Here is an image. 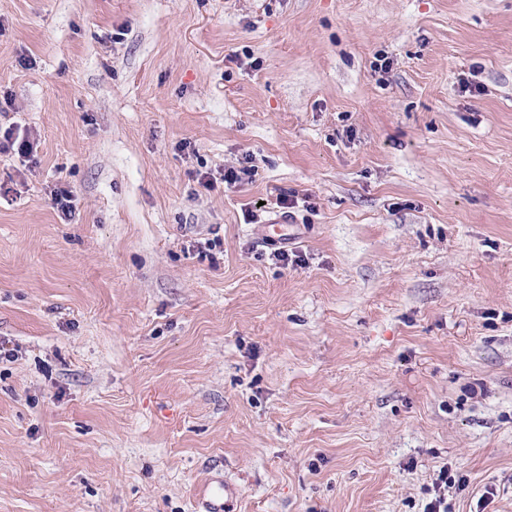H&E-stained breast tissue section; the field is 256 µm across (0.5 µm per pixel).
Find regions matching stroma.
<instances>
[{
	"mask_svg": "<svg viewBox=\"0 0 512 512\" xmlns=\"http://www.w3.org/2000/svg\"><path fill=\"white\" fill-rule=\"evenodd\" d=\"M4 93L0 512H512V0H0ZM17 128L9 127L0 135V154H9L14 152L22 158H30L37 148L35 138L30 139V133L25 131L20 138ZM3 139V140H2ZM464 477L461 475L451 474L448 467H442L434 483V494L431 500L426 503L424 512H449L448 511V486L457 487L464 484ZM234 490V487L224 484V477L209 480L199 497L204 507L203 512H224L225 498H232Z\"/></svg>",
	"mask_w": 512,
	"mask_h": 512,
	"instance_id": "obj_1",
	"label": "stroma"
}]
</instances>
